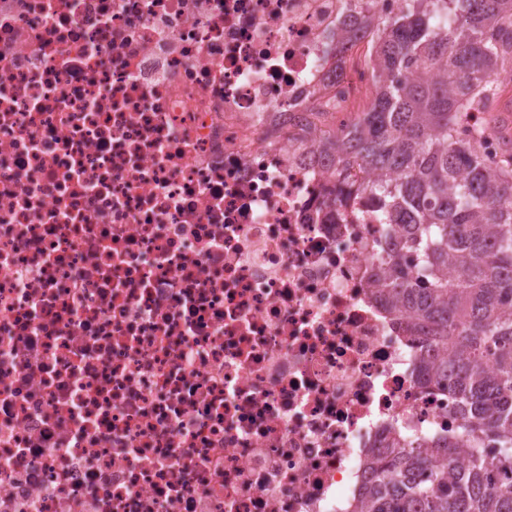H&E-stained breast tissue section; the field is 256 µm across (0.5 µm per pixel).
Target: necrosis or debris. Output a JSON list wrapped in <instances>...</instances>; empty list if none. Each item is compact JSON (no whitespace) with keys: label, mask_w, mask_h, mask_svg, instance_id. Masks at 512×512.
I'll return each instance as SVG.
<instances>
[{"label":"necrosis or debris","mask_w":512,"mask_h":512,"mask_svg":"<svg viewBox=\"0 0 512 512\" xmlns=\"http://www.w3.org/2000/svg\"><path fill=\"white\" fill-rule=\"evenodd\" d=\"M401 2L0 0V512H354L459 435L319 144Z\"/></svg>","instance_id":"4bbe7bcc"}]
</instances>
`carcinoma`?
Here are the masks:
<instances>
[{"label": "carcinoma", "instance_id": "obj_1", "mask_svg": "<svg viewBox=\"0 0 512 512\" xmlns=\"http://www.w3.org/2000/svg\"><path fill=\"white\" fill-rule=\"evenodd\" d=\"M363 28L376 95L322 148L349 194L378 196L384 223L406 228L421 279L398 258L382 285L411 335L447 353L423 371L454 385L466 451L442 470L461 445L392 439L370 455L356 512H512V139L491 116L512 76V0H404ZM489 136L493 169L479 156Z\"/></svg>", "mask_w": 512, "mask_h": 512}]
</instances>
